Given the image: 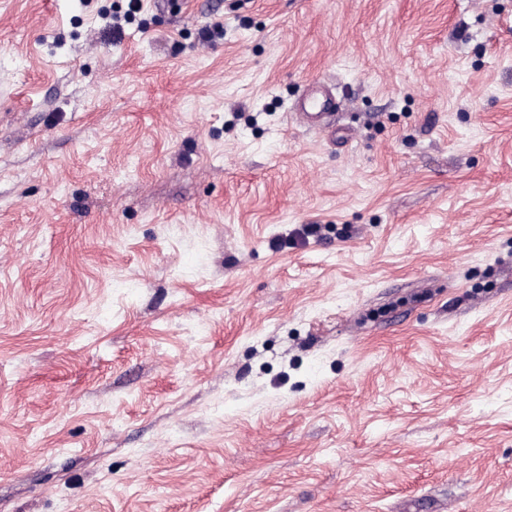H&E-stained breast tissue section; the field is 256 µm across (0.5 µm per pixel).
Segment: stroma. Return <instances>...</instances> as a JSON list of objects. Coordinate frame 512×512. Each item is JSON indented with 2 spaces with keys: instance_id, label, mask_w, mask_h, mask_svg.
I'll use <instances>...</instances> for the list:
<instances>
[{
  "instance_id": "1",
  "label": "stroma",
  "mask_w": 512,
  "mask_h": 512,
  "mask_svg": "<svg viewBox=\"0 0 512 512\" xmlns=\"http://www.w3.org/2000/svg\"><path fill=\"white\" fill-rule=\"evenodd\" d=\"M126 8L0 0V512H512V0ZM332 106L329 96L325 90L319 87L303 94L300 100L292 107L293 112L289 113L290 118L313 128H327L330 125L332 112H323Z\"/></svg>"
}]
</instances>
